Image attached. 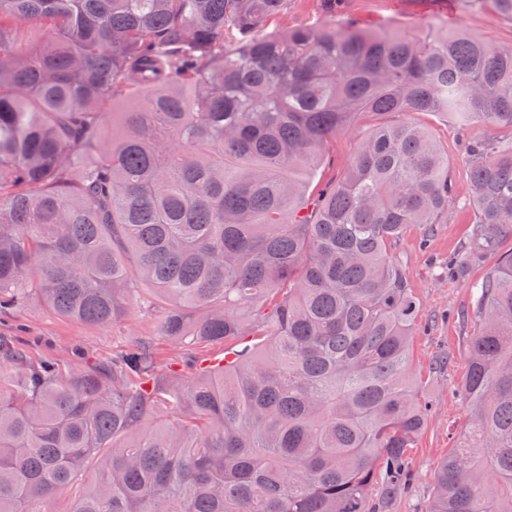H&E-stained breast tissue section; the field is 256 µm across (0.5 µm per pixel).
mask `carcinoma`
Wrapping results in <instances>:
<instances>
[{
	"label": "carcinoma",
	"instance_id": "obj_1",
	"mask_svg": "<svg viewBox=\"0 0 512 512\" xmlns=\"http://www.w3.org/2000/svg\"><path fill=\"white\" fill-rule=\"evenodd\" d=\"M287 4L0 0V310L113 325L141 281L168 303L162 335L235 355L188 382L146 346L0 382V512H49L65 487L69 512L384 508L425 423L392 246L457 202L418 113L508 131L465 157L474 235L448 270L494 263L469 423L425 512H512V47L367 32L336 0L317 25L262 34ZM365 112L344 175L306 196ZM168 407L183 421H152Z\"/></svg>",
	"mask_w": 512,
	"mask_h": 512
}]
</instances>
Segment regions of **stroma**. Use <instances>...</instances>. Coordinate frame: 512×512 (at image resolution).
<instances>
[{"label":"stroma","mask_w":512,"mask_h":512,"mask_svg":"<svg viewBox=\"0 0 512 512\" xmlns=\"http://www.w3.org/2000/svg\"><path fill=\"white\" fill-rule=\"evenodd\" d=\"M342 17L369 31L397 29L407 34L435 35L463 29L503 47L512 46V19L495 13L488 4L472 7L464 0H347ZM323 18L320 0H288L286 10L268 21L263 30L281 33ZM372 122V116L360 117L354 130L337 135L323 148L314 182L340 178L358 134ZM422 122L448 154L459 200L449 209L446 223L434 225L429 238H422L420 228L415 227L394 247L403 259L418 302L411 342L412 375L428 411L408 458L409 484L393 498L388 512H424L435 470L456 448L468 424L462 394L468 370L465 340L479 326L476 285L489 268L483 262L471 266L462 277L448 275L449 258L462 251L473 230V213L466 202L470 184L462 153L469 140L487 137L488 132L480 127L463 128L453 119L439 116L423 117ZM151 299L147 287H139L126 316L108 327L66 319L46 307L21 305L0 314V336L13 337L25 354V365L50 359L63 372L78 362L89 367L109 364L113 354L142 344L153 350L161 371L185 380L200 361L223 358V344H203L185 351L161 336L156 315L148 310Z\"/></svg>","instance_id":"obj_1"}]
</instances>
